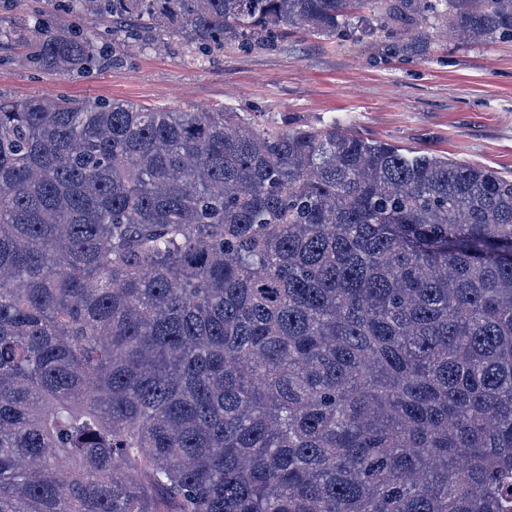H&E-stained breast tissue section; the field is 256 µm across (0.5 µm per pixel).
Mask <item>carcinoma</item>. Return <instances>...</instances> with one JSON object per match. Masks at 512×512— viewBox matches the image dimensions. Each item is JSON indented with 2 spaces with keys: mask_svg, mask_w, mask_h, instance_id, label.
<instances>
[{
  "mask_svg": "<svg viewBox=\"0 0 512 512\" xmlns=\"http://www.w3.org/2000/svg\"><path fill=\"white\" fill-rule=\"evenodd\" d=\"M358 2L68 0L0 44L205 62ZM387 15L512 39V0ZM0 512H512V179L336 124L0 97Z\"/></svg>",
  "mask_w": 512,
  "mask_h": 512,
  "instance_id": "cac0c4a2",
  "label": "carcinoma"
}]
</instances>
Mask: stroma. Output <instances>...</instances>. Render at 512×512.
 Returning <instances> with one entry per match:
<instances>
[{
  "label": "stroma",
  "instance_id": "35a3bbf8",
  "mask_svg": "<svg viewBox=\"0 0 512 512\" xmlns=\"http://www.w3.org/2000/svg\"><path fill=\"white\" fill-rule=\"evenodd\" d=\"M388 0H364L345 37L291 27L278 40L228 42L200 65L175 36L122 47L89 77L23 66L0 49V96L123 99L176 111L238 112L258 130L334 124L366 139L425 151L512 178V41H438L425 25L406 51L381 18Z\"/></svg>",
  "mask_w": 512,
  "mask_h": 512
}]
</instances>
